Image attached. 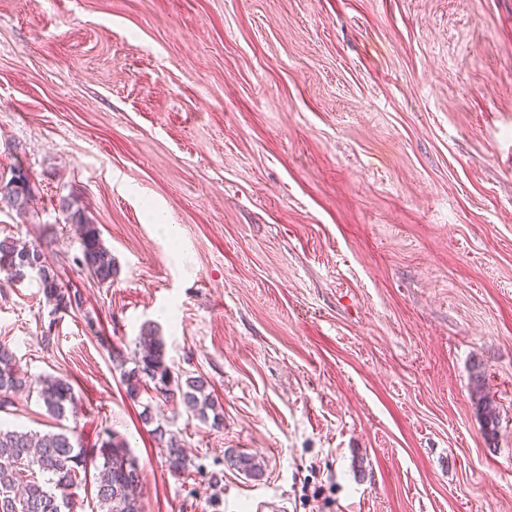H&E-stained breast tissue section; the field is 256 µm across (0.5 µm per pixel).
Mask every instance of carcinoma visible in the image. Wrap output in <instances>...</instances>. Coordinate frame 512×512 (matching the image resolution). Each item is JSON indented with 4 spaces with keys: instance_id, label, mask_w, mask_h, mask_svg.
<instances>
[{
    "instance_id": "obj_1",
    "label": "carcinoma",
    "mask_w": 512,
    "mask_h": 512,
    "mask_svg": "<svg viewBox=\"0 0 512 512\" xmlns=\"http://www.w3.org/2000/svg\"><path fill=\"white\" fill-rule=\"evenodd\" d=\"M33 189L21 167L0 184V201L20 216L28 209ZM72 223L79 227V254L73 263L87 271L100 285H112L117 274L115 259L104 245L98 225L84 218L72 203H63ZM0 273L20 283L38 282L46 303L56 313L64 309H81L83 296L66 287L51 265L41 245L26 244L13 236L0 238ZM112 364L120 371L127 395L136 400L150 390L165 398H180L186 413L220 429L223 409L208 381L198 376L181 380L174 377L167 361L166 344L152 327L142 328L134 357L127 359L118 348L110 352ZM133 367H127V364ZM37 385L38 396L47 414L62 421L74 414L76 398L73 385L63 377L33 380L18 365L14 353L0 344V408L11 403V396ZM164 443V466L170 474L182 476L192 467L191 459L180 439L162 426L155 428ZM231 467L258 480L264 476L263 459L245 453L228 457ZM45 476L39 480L35 473ZM141 467L127 442L115 431L91 448H86L67 432L44 434L0 427V512H73V489L90 487L97 512H141Z\"/></svg>"
}]
</instances>
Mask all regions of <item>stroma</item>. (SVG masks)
Here are the masks:
<instances>
[{
  "instance_id": "1",
  "label": "stroma",
  "mask_w": 512,
  "mask_h": 512,
  "mask_svg": "<svg viewBox=\"0 0 512 512\" xmlns=\"http://www.w3.org/2000/svg\"><path fill=\"white\" fill-rule=\"evenodd\" d=\"M17 164L33 201L0 237L44 243L84 306L4 284L0 344L71 381L78 441L126 439L142 512H512V0H0ZM67 196L111 287L73 262ZM147 325L222 428L128 397L109 350ZM0 425L57 423L26 391ZM73 202L66 203L63 207L70 212L73 224L79 227V254L73 257L74 264L87 271L90 277L99 285H112V279L117 274L115 259L111 251L104 245L100 229L97 224H91L84 218L79 207L74 208ZM154 431L158 440L164 443V466L167 471L175 476L185 475L192 467V463L180 439L175 434L168 433V430L160 425ZM167 434L169 436L165 439ZM227 461L231 467L253 480H259L264 476L265 462L256 455L238 453L229 456Z\"/></svg>"
}]
</instances>
